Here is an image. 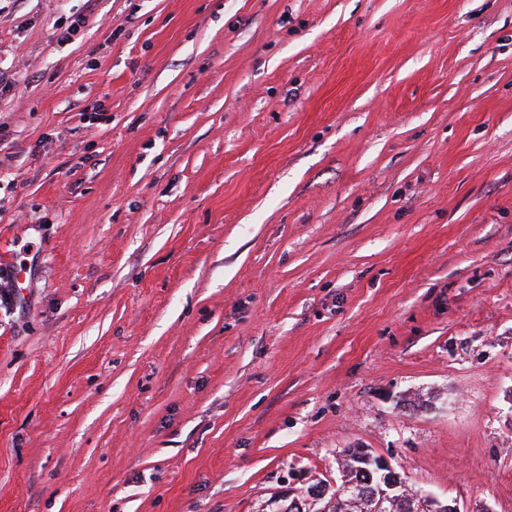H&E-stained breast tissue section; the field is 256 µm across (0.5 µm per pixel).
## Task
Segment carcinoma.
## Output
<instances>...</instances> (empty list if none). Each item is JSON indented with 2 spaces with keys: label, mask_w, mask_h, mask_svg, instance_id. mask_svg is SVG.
<instances>
[{
  "label": "carcinoma",
  "mask_w": 512,
  "mask_h": 512,
  "mask_svg": "<svg viewBox=\"0 0 512 512\" xmlns=\"http://www.w3.org/2000/svg\"><path fill=\"white\" fill-rule=\"evenodd\" d=\"M339 468L341 480L336 489L302 502V512H410L406 505L416 495L407 488L396 496L385 485H367L368 464L354 451H348Z\"/></svg>",
  "instance_id": "1"
}]
</instances>
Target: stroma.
<instances>
[{"instance_id":"obj_1","label":"stroma","mask_w":512,"mask_h":512,"mask_svg":"<svg viewBox=\"0 0 512 512\" xmlns=\"http://www.w3.org/2000/svg\"><path fill=\"white\" fill-rule=\"evenodd\" d=\"M0 154V512H512V0H0ZM338 465L341 480L336 490H328L324 497L302 501L303 509L298 512H413L406 505L414 498L420 502L424 497L411 494L406 485L398 497L386 485L368 486L369 474L365 469L369 465L354 449L349 450ZM359 486L365 490L363 493L354 492Z\"/></svg>"}]
</instances>
